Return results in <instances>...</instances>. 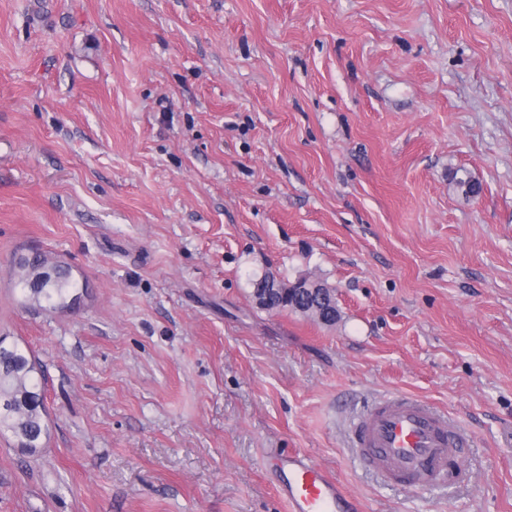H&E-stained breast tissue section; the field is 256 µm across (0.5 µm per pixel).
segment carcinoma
<instances>
[{
	"label": "carcinoma",
	"instance_id": "1",
	"mask_svg": "<svg viewBox=\"0 0 512 512\" xmlns=\"http://www.w3.org/2000/svg\"><path fill=\"white\" fill-rule=\"evenodd\" d=\"M20 266L28 272L20 278L22 297L49 309H68L81 297L82 288L67 266L51 264L39 255ZM48 433L43 385L28 348L7 345L0 338V436L15 438L20 450L35 453Z\"/></svg>",
	"mask_w": 512,
	"mask_h": 512
}]
</instances>
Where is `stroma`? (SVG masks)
<instances>
[{"mask_svg": "<svg viewBox=\"0 0 512 512\" xmlns=\"http://www.w3.org/2000/svg\"><path fill=\"white\" fill-rule=\"evenodd\" d=\"M37 254L74 309L21 302ZM267 275L336 324L260 308ZM0 337L49 417L0 437V512H286L281 452L363 512H512V0H0ZM394 392L470 480L359 465Z\"/></svg>", "mask_w": 512, "mask_h": 512, "instance_id": "35a3bbf8", "label": "stroma"}]
</instances>
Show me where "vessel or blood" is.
I'll use <instances>...</instances> for the list:
<instances>
[{"instance_id":"1","label":"vessel or blood","mask_w":512,"mask_h":512,"mask_svg":"<svg viewBox=\"0 0 512 512\" xmlns=\"http://www.w3.org/2000/svg\"><path fill=\"white\" fill-rule=\"evenodd\" d=\"M355 456L385 482L414 492L467 479L463 450L469 436L433 404L391 395L367 405L354 420ZM288 512H360L358 501L318 464L297 453L276 456Z\"/></svg>"}]
</instances>
